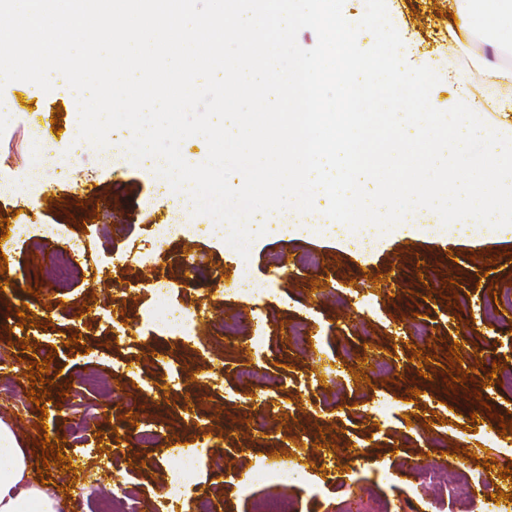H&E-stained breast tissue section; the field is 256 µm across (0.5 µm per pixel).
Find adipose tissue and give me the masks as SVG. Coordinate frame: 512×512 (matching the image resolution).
I'll list each match as a JSON object with an SVG mask.
<instances>
[{
  "instance_id": "adipose-tissue-1",
  "label": "adipose tissue",
  "mask_w": 512,
  "mask_h": 512,
  "mask_svg": "<svg viewBox=\"0 0 512 512\" xmlns=\"http://www.w3.org/2000/svg\"><path fill=\"white\" fill-rule=\"evenodd\" d=\"M53 492L30 478V458L12 425L0 421V512H61Z\"/></svg>"
}]
</instances>
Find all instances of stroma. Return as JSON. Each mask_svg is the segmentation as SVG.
<instances>
[{
	"instance_id": "stroma-1",
	"label": "stroma",
	"mask_w": 512,
	"mask_h": 512,
	"mask_svg": "<svg viewBox=\"0 0 512 512\" xmlns=\"http://www.w3.org/2000/svg\"><path fill=\"white\" fill-rule=\"evenodd\" d=\"M393 25L409 50L406 61L428 66L441 77L430 93L431 102L445 110L458 102L461 86L480 82V69L491 56L486 42L474 37L460 42L444 34L448 0H386ZM25 82L6 87L14 110L0 135V176H20L30 165V118L39 123L56 121L65 137H73L75 114L71 99L48 92L25 105ZM125 136L111 134L109 166H101V153L83 144L75 159L40 179L21 197H0V219H7L9 234L0 238V253L7 257L10 287L0 290V419L13 423L32 461L42 456L39 424L49 438L61 439L71 468L51 464L46 485L61 500L77 501L90 479L103 492L123 483L143 500L167 496L177 480L180 451L196 447L194 422H208L209 440L204 463L197 472L202 486L223 500V512H252L256 499L279 493L276 485H254L242 490L237 476L246 475L256 461L299 465L303 473L290 494L298 512H324L311 488L336 493L329 477L347 479V489L361 494L370 489L388 499L409 495L426 512H436V495L418 485L407 461L415 444L429 442L430 460L448 468L465 467L467 481L485 495L512 492V482L486 472V434L498 429L500 418L512 423V391H494L486 380L492 369L486 354L512 360V309L495 299L512 289V226L485 230L472 239L464 228L446 227L429 214H419V233L400 229L377 231L369 245H361L356 232L330 231L321 224L293 230L279 225L250 246L248 260L236 257L223 237L211 234L203 217L182 212L178 225L165 236L156 230L166 223L172 201L158 189L147 164H134L120 148ZM29 235H40L44 225H59V234L41 249H31L20 237L19 225ZM84 240L88 253L77 257L79 271L68 288L58 289L43 271L58 251ZM305 253L319 256L318 269L298 265ZM285 259L283 268L268 262L270 255ZM193 258L198 272L183 270ZM494 259L486 271V259ZM430 270L420 280L418 265ZM266 288L255 300L239 294L242 279ZM169 284L171 303L190 316L191 333L181 337L157 328L152 318L156 300L150 281ZM125 293H117V285ZM38 287L32 296L30 287ZM370 297L377 314L360 321L358 304ZM26 309L32 327L29 349L10 344ZM108 311L115 325L125 328V343L105 336L99 322ZM493 314L489 333L464 334L465 322H478L482 311ZM262 316L267 338L255 350L248 335L225 337L219 330L224 318ZM429 322L426 339L411 336L414 319ZM308 323L319 349L305 352L290 341L288 330ZM78 343H70L71 334ZM459 345L462 369L471 378L447 388L441 373L451 345ZM427 350L431 361L412 359V349ZM385 358L395 368L385 383L368 384L369 365L364 357ZM49 360L50 394L44 397L46 416H39L29 399L31 360ZM248 364L274 371L285 379L280 392L246 387L237 378L239 366ZM180 378L168 386L172 367ZM432 368L431 378L421 375ZM123 379L110 396L85 389L89 376L110 379L114 370ZM321 378L323 387L341 390L344 403L329 409L306 381ZM151 380L156 391L144 392ZM416 396H408L410 388ZM391 398L398 410L388 423L369 418L372 406ZM264 409L267 432L252 430L248 409ZM154 425L160 435L156 448H141L123 434L125 417ZM119 433L121 447L139 457L141 464L127 470L123 456L112 446H99L98 435ZM364 445L361 459L337 463L334 475L321 469V447L333 446L349 436ZM390 467L393 479L378 475Z\"/></svg>"
}]
</instances>
